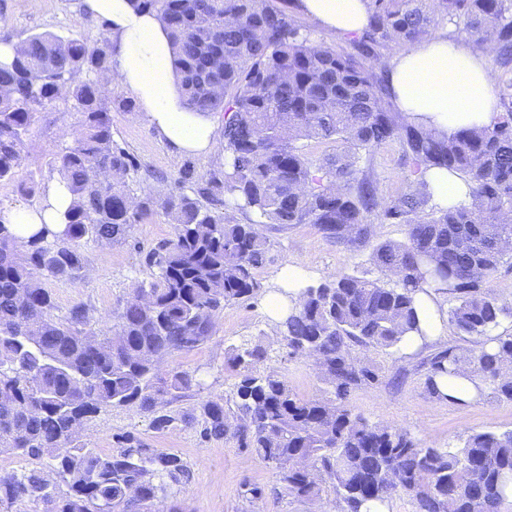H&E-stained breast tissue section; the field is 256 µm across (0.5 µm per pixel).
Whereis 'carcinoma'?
I'll list each match as a JSON object with an SVG mask.
<instances>
[{
	"label": "carcinoma",
	"mask_w": 512,
	"mask_h": 512,
	"mask_svg": "<svg viewBox=\"0 0 512 512\" xmlns=\"http://www.w3.org/2000/svg\"><path fill=\"white\" fill-rule=\"evenodd\" d=\"M162 17L173 47L172 67L184 103L224 113V173L209 179L224 195V211L183 192L134 196L133 158L114 146L112 99L101 90L113 47L81 36L45 32L22 41L23 51L0 63V181L14 178L28 156L24 135L60 98L80 118L56 168L71 201L61 232L43 228L21 250L0 223V452L49 457L47 471L0 473V504L32 502L44 512H178L164 500V480L178 483L187 469L176 454L126 447L102 455L79 441L80 432L108 406L154 415L157 430L173 418L157 408L194 385V375L161 365L211 339L216 312L260 289L256 271L267 240L256 224L233 212L250 209L265 224H314L338 241L367 235L369 215L409 226L405 241L372 252L394 285L356 274L332 276L301 291L298 307L278 334L294 354L315 358L325 395L296 396L271 367V346L246 340L227 363L241 376L236 411L218 401L203 406L204 436L231 435L272 464L289 497L319 500L323 484L340 512H361L397 492L416 512H499L512 481V430L468 436L453 451L422 446L402 429L370 424L346 406L350 392L376 381L349 343L395 348L419 331L414 294L433 281L457 298L449 321L460 336L484 337L512 317V304L487 288L503 255L492 239H512V93L499 116L482 129L448 136L414 124L386 101L374 62L395 44L405 47L446 21L457 37L512 63V0H369L355 52L313 38L288 12L292 0H131ZM308 140L340 141L347 152L313 163ZM399 142L414 180L408 192L381 202L374 181L357 166L359 154ZM431 168L457 173L470 185L469 202L434 207L424 179ZM136 197V206L129 199ZM175 236L153 265L158 273L133 289L116 313V327L87 328L88 309L62 320L43 277L85 268L86 239L126 240L134 225L157 210ZM464 351L450 347L431 363L435 375L470 367L512 401V336ZM68 491L59 496L56 488Z\"/></svg>",
	"instance_id": "carcinoma-1"
}]
</instances>
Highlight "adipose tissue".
I'll return each instance as SVG.
<instances>
[{
  "instance_id": "adipose-tissue-1",
  "label": "adipose tissue",
  "mask_w": 512,
  "mask_h": 512,
  "mask_svg": "<svg viewBox=\"0 0 512 512\" xmlns=\"http://www.w3.org/2000/svg\"><path fill=\"white\" fill-rule=\"evenodd\" d=\"M85 13L106 21L112 38V75L140 104L159 139L181 153L206 155L220 140L211 113L186 107L171 67L172 51L161 17L137 11L130 0H82ZM296 11L319 29L336 35L360 32L368 24L367 0H296ZM389 87L410 121L453 135L482 128L497 117V96L485 56L434 32L398 52L391 63ZM70 195L61 181H51L38 206L0 211V223L26 246L42 228L61 230ZM414 305L419 331L401 343L412 351L445 332L448 313L439 289L417 292ZM437 398L468 405L481 400L486 388L480 375L460 368L434 379Z\"/></svg>"
}]
</instances>
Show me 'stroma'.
I'll use <instances>...</instances> for the list:
<instances>
[{"mask_svg": "<svg viewBox=\"0 0 512 512\" xmlns=\"http://www.w3.org/2000/svg\"><path fill=\"white\" fill-rule=\"evenodd\" d=\"M44 32L77 33L97 45L107 36L108 28L104 22L89 18L80 0H40L36 5L31 0H0V42ZM111 96L117 101L112 109L115 144L133 157L139 169L152 173L143 181L131 176L134 190H181L190 194L211 174L223 170L222 150L206 156L175 153L141 117L140 105L130 93L117 85ZM78 119L69 100L57 101L41 113L27 135L35 149L19 168L16 182H0V209L39 204V196L21 195L16 183L33 181L43 186L57 179L54 160L67 145L61 132L75 129ZM358 166L373 176L380 197H396L409 187V166L399 143L390 142L363 153ZM368 229L365 240L339 242L313 224L263 225L268 251L265 264L257 271V294L225 306L209 341L168 360L169 366L189 371L197 380L196 387L164 406V413L174 418L171 426L159 431L152 425L151 414L129 407H105L82 431L81 441L99 452L113 453L121 449L124 437L130 434L144 447L180 456L190 470V478L168 484L165 492L167 504L177 506L180 512H337L332 490H325L316 503L291 499L282 492L271 464L251 450L238 447L235 440L204 437L202 407L216 400L225 408H234L239 378L225 361L231 346L250 338L271 344L274 365L295 394L304 399L321 397L325 385L312 358L291 354L266 316L263 301L279 288L278 273L286 265L304 269L309 285L340 273L383 279V272L371 260L372 250L381 242L406 240L408 227L373 215ZM174 233L171 221L157 212L134 225L124 243L85 242L83 271L43 278L55 302V317L66 318L79 305L88 308L92 321L112 317L133 288L150 281L155 269L149 264V256L172 240ZM482 344V339L457 335L450 326L445 336L409 356L398 348L351 345L352 356L370 363L378 379L353 390L348 405L370 423L405 430L432 448L456 450L470 434L510 431L512 402L498 399L495 392H487L481 402L459 406L436 398L427 386L430 360L435 354L451 347L476 349ZM256 488L262 492L258 500L252 497Z\"/></svg>", "mask_w": 512, "mask_h": 512, "instance_id": "obj_1", "label": "stroma"}]
</instances>
